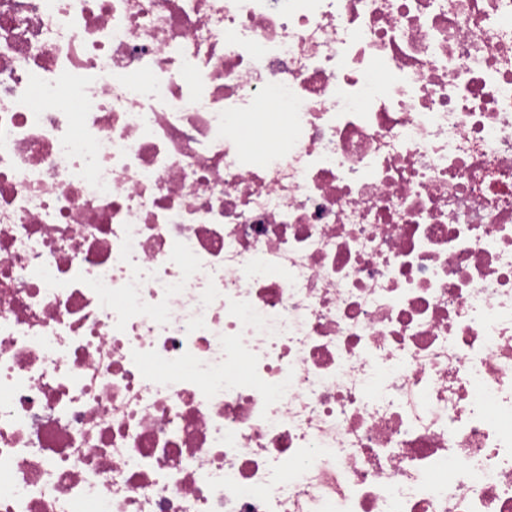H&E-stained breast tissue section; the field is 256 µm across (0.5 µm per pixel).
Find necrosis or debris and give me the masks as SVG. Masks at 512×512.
I'll list each match as a JSON object with an SVG mask.
<instances>
[{"label":"necrosis or debris","mask_w":512,"mask_h":512,"mask_svg":"<svg viewBox=\"0 0 512 512\" xmlns=\"http://www.w3.org/2000/svg\"><path fill=\"white\" fill-rule=\"evenodd\" d=\"M0 512H512V0H0Z\"/></svg>","instance_id":"necrosis-or-debris-1"}]
</instances>
